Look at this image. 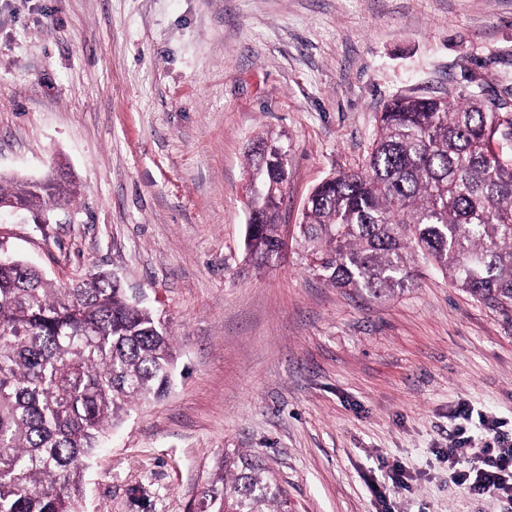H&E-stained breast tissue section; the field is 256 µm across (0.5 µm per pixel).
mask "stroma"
I'll return each instance as SVG.
<instances>
[{
	"label": "stroma",
	"mask_w": 512,
	"mask_h": 512,
	"mask_svg": "<svg viewBox=\"0 0 512 512\" xmlns=\"http://www.w3.org/2000/svg\"><path fill=\"white\" fill-rule=\"evenodd\" d=\"M401 94L512 104V0H0V174L62 167L81 190L1 215L0 240L60 286L116 275L177 349L168 396L89 463L84 512H193L232 450L289 512H504L455 484L448 450L464 428L475 466L487 424L512 430V307L422 259L394 296L341 290L299 243L312 189L364 165ZM260 136L288 146L287 247L257 266Z\"/></svg>",
	"instance_id": "35a3bbf8"
}]
</instances>
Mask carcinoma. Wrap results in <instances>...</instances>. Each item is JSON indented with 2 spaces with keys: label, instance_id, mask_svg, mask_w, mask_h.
<instances>
[{
  "label": "carcinoma",
  "instance_id": "obj_1",
  "mask_svg": "<svg viewBox=\"0 0 512 512\" xmlns=\"http://www.w3.org/2000/svg\"><path fill=\"white\" fill-rule=\"evenodd\" d=\"M512 109L402 96L380 113L364 168L312 191L299 227L309 267L336 288L376 298L416 282L421 255L456 287L512 306ZM259 191L244 246L277 245L287 150L260 138ZM63 175L9 180L0 197L49 213L72 205ZM176 349L155 311L103 271L59 288L15 258L0 264V512H83V477L131 406L171 387ZM210 512H288L285 490L250 453L225 452L208 480Z\"/></svg>",
  "mask_w": 512,
  "mask_h": 512
}]
</instances>
